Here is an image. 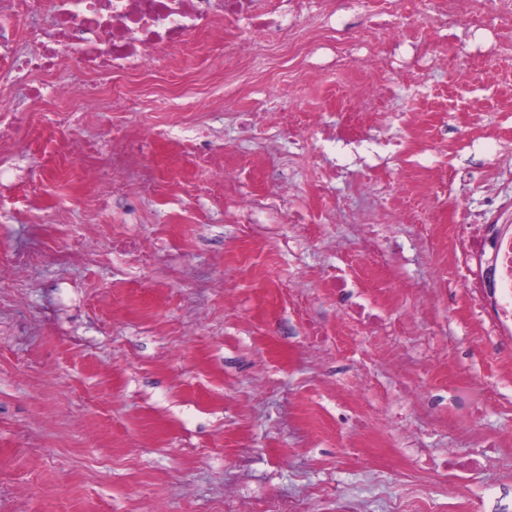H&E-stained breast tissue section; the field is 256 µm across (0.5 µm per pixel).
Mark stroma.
Here are the masks:
<instances>
[{
  "label": "stroma",
  "mask_w": 512,
  "mask_h": 512,
  "mask_svg": "<svg viewBox=\"0 0 512 512\" xmlns=\"http://www.w3.org/2000/svg\"><path fill=\"white\" fill-rule=\"evenodd\" d=\"M430 7L431 0H401L405 29L395 41L368 32L363 13L336 17L357 55L403 63L377 104L387 117L382 136L405 137L396 115L418 111L411 149L448 166L444 188L419 174L411 224L358 189L368 181L398 197L406 155L369 158L356 183L336 186L340 200L400 242L434 229L436 243H424L409 264L388 253L380 260L392 296L387 315L414 320V332L357 333L381 359L367 372L353 363L339 373L316 361L296 311L319 315L335 335L336 299L324 281L337 253L356 251L358 239L355 225L321 217V160L348 158L320 129L362 131L364 106L349 94L362 74L333 69L335 45L323 30L312 32L311 54L285 65L261 51V65L240 74L238 99L248 101L256 82L288 80L291 99L267 103L266 133L277 134L289 112L308 126L310 147L289 156L287 167L289 210L303 212L306 223L283 213L268 238L252 239L231 214L204 219L205 202L178 197L173 187L205 182L216 192L221 174L195 172L173 142L142 158L112 215L86 202L78 162L45 179L31 211L0 215V266L28 236L44 243L33 272L0 291L8 299L0 307V512H278L292 497L301 512H336L340 497L364 501L367 512H448L447 474L421 477L410 437L434 457L471 447L477 431L512 439V384H501L500 355L475 328L467 280L448 269L455 216L491 204L512 213V24L463 30L450 42L430 27ZM457 64L469 71L467 85L454 79ZM207 67L197 58L182 78L192 93L181 100V117L223 129L232 159L241 153L230 119L212 112L200 83ZM131 86L140 103L134 121L168 122L152 101L170 82L144 73ZM62 204L69 221L53 223ZM90 224L101 251L112 236L132 234L161 242L165 256L145 270L113 259L59 269L55 251ZM288 237L304 239L302 261L278 252ZM179 268L185 277L176 276ZM434 271L447 274L448 296L429 304ZM295 278L304 286L288 304L275 286ZM399 354L409 399L435 401L405 427L390 415L405 402L386 366ZM507 468L512 447L466 473L471 512H512Z\"/></svg>",
  "instance_id": "35a3bbf8"
}]
</instances>
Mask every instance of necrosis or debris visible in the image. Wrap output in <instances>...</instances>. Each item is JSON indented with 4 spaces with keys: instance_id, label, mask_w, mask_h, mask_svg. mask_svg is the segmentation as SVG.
<instances>
[{
    "instance_id": "4bbe7bcc",
    "label": "necrosis or debris",
    "mask_w": 512,
    "mask_h": 512,
    "mask_svg": "<svg viewBox=\"0 0 512 512\" xmlns=\"http://www.w3.org/2000/svg\"><path fill=\"white\" fill-rule=\"evenodd\" d=\"M508 15L512 0H482L477 7L465 6L464 0H434L429 23L439 31L493 29ZM309 20L307 0H276L271 9L264 0H0V97L21 100L14 111L0 113V181L16 178L11 160L32 126L80 131L108 111L120 117L113 127L112 156L89 169L85 182L96 190L93 207L110 213L129 167L151 144L171 136L170 126L138 128L126 121L133 98L125 78L176 69L184 49L205 36L207 76L227 82L250 65L256 41L284 57L308 54L312 44L297 28ZM70 58L89 74V82L60 79ZM185 130L191 164L201 172H222L223 201L233 206L235 223L245 235L258 236L261 215L280 212L287 202L288 181L270 172L262 193L244 191L235 171L225 167L210 125L189 124ZM467 225V233L451 237V261L458 272L475 277L484 333L512 363V223L471 219ZM366 275V263L347 254L325 287L349 319L383 334L387 316L366 298ZM475 445L469 452L449 449L438 464L453 477L448 485L451 512H469L471 504L467 486L455 482V475L486 467L501 442L479 435Z\"/></svg>"
}]
</instances>
